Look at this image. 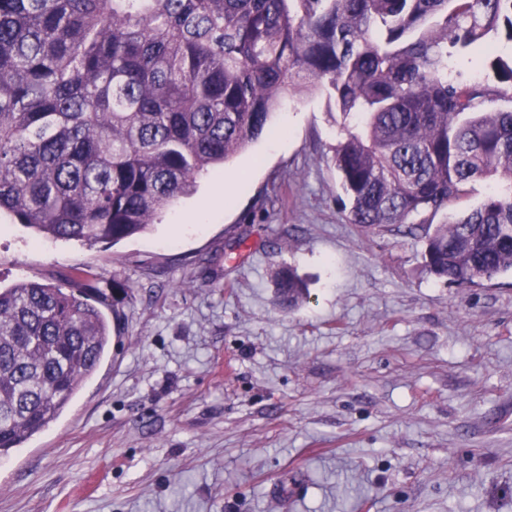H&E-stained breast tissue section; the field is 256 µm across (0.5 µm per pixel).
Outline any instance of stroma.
<instances>
[{"label":"stroma","instance_id":"1","mask_svg":"<svg viewBox=\"0 0 512 512\" xmlns=\"http://www.w3.org/2000/svg\"><path fill=\"white\" fill-rule=\"evenodd\" d=\"M331 109L288 94L279 133L117 244L0 220V285L82 268L112 335L0 458V512H512V273L445 282L423 234L348 223ZM278 295L281 302L293 308L306 298L305 288L302 280L294 268L288 267L280 271L276 280Z\"/></svg>","mask_w":512,"mask_h":512}]
</instances>
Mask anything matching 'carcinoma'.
I'll list each match as a JSON object with an SVG mask.
<instances>
[{"label":"carcinoma","instance_id":"1","mask_svg":"<svg viewBox=\"0 0 512 512\" xmlns=\"http://www.w3.org/2000/svg\"><path fill=\"white\" fill-rule=\"evenodd\" d=\"M512 43V0H0V214L51 240L145 232L270 127L292 92L341 117L332 163L350 224L436 215L427 271L512 272V57L496 81L448 77V49ZM67 287H0V457L54 422L111 340L80 268ZM290 308L295 269L276 280ZM493 182L491 180H478L471 182L467 187L466 194L456 201L451 207L455 213H463L477 205H479L490 193Z\"/></svg>","mask_w":512,"mask_h":512}]
</instances>
